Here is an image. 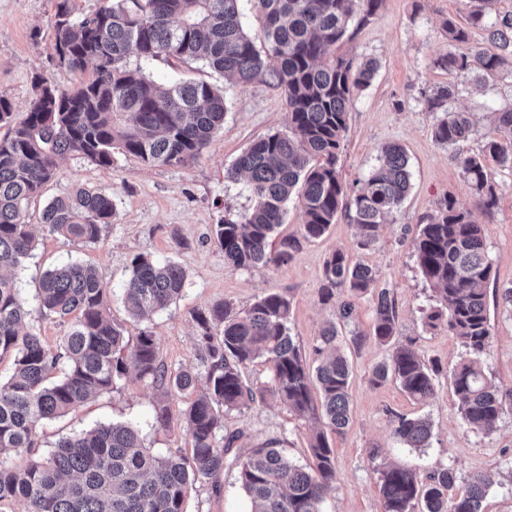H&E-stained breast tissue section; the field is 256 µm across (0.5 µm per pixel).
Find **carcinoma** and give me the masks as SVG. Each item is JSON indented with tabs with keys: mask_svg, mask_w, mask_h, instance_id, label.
<instances>
[{
	"mask_svg": "<svg viewBox=\"0 0 512 512\" xmlns=\"http://www.w3.org/2000/svg\"><path fill=\"white\" fill-rule=\"evenodd\" d=\"M240 2L105 0L94 12L76 17L71 0H59L52 22L56 61L81 74L90 67V75L70 90L34 78L36 97L16 123L10 101L0 96V124L8 125L0 138V358H13L11 377L0 383V458L32 453L42 421L66 415L130 375L169 392L204 386L182 412L191 453L158 456L131 426L99 424L59 437L42 459L10 467L0 461V505L22 501L26 512H185L196 483L210 480L213 492L220 493L218 476L227 461L238 469L251 512H321L325 491L336 483L328 434L350 423L352 376L348 359L337 351L336 321L315 340L319 363L313 366L290 334L286 295H264L244 311L216 304L195 315L204 371L172 373L158 360L152 332H140L128 347L122 326L110 317L108 289L91 267L73 262L41 279L40 309L66 324L54 349L38 327L25 325L16 283L4 274L30 256L28 201L55 177L66 154L78 153L103 167L112 166L116 149L149 166H185L200 157L224 122V93L207 82H159L142 66L154 60L197 62L238 84H269L285 98L289 132L254 141L227 170L232 181L246 179L253 197L247 212L228 216L215 228L216 242L233 268L277 265L291 257L300 240L285 238L275 251L272 237L295 196L304 211L303 239L322 237L345 209L359 245L377 242L381 225L410 190L408 158L399 144L383 146L381 163L348 194L338 162L349 109L378 64L372 58L355 64L335 51L349 24L356 18L367 21L383 0H247L261 25L259 44L242 24ZM477 2L466 26L446 23L459 48L438 57L434 66L479 84L504 64L512 65V15L489 8L495 0ZM469 26L485 31L488 45H468ZM462 92L448 83L425 94L428 110L442 114L433 138L454 152L489 211L497 202L494 170L512 171V109L494 110L495 126L481 153L463 155L460 145L473 125L469 113L451 108ZM114 216L110 195L79 187L50 201L40 224L51 234L97 243ZM413 248L440 303L427 313V324L446 323L465 349L453 373L462 420L473 431L491 434L503 400L481 361L491 336L486 292L492 273L483 227L447 197L427 223L418 225ZM185 280L177 263L137 256L123 288L124 307L134 317L162 310L179 297ZM378 280L376 267L352 262L341 251L325 262L322 302L338 291L369 295L373 322L367 333L352 332L357 345L367 339L388 344L397 333L394 301L389 289L377 287ZM260 356L270 364L271 377L256 386L244 379L243 369ZM438 371L435 363L398 344L373 368L371 381L381 385L394 378L409 397L426 401L436 391ZM268 395L309 423L308 464L300 466L267 445L233 455L237 436L218 437L224 415ZM393 435L407 448H427L432 423L426 417H399ZM374 471L382 512H482L489 488L484 475L460 481L448 467L422 476L382 461Z\"/></svg>",
	"mask_w": 512,
	"mask_h": 512,
	"instance_id": "1",
	"label": "carcinoma"
}]
</instances>
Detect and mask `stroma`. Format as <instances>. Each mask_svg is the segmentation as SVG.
Returning a JSON list of instances; mask_svg holds the SVG:
<instances>
[{
	"instance_id": "stroma-1",
	"label": "stroma",
	"mask_w": 512,
	"mask_h": 512,
	"mask_svg": "<svg viewBox=\"0 0 512 512\" xmlns=\"http://www.w3.org/2000/svg\"><path fill=\"white\" fill-rule=\"evenodd\" d=\"M57 2L0 0V95L9 99L15 119H23L31 107L34 77L62 90L77 83V74L59 67L52 57L51 20ZM474 4L475 0H383L368 21L351 23L337 55L376 59L379 70L350 108L339 159L341 175L349 185L363 179L378 166L381 147L398 143L409 157L411 189L399 211L382 227L374 246L359 248L354 224L341 213L323 237L302 242L288 262L277 266L233 268L216 246L214 230L225 216L239 214L252 204L245 183L228 180L226 171L252 142L287 132L288 111L282 93L261 82L239 85L227 81L198 64L153 62L149 73L154 79L185 78L223 88L224 123L201 156L184 167H149L119 152L109 167L91 164L75 153L60 161L55 178L27 209L35 248L16 270L15 280L29 312L28 322L40 327L48 346L57 345L64 328L57 318L41 311L36 298L38 281L48 269L79 261L91 265L105 283L110 315L122 325L126 339H136L144 330L153 332L158 358L168 371H201L196 345L198 311L224 302L245 310L272 292L290 299L291 334L308 351L334 317L333 306L319 300L324 264L334 251H344L379 270L380 284L390 290L396 306V343L412 345L425 360L437 362L440 372L435 377L434 396L421 403L411 399L399 382L372 384V370L385 360L388 346L369 341L356 348L340 341L353 370L352 419L344 433L329 437L337 480L324 496L322 512H381L378 478L369 458L373 450L386 461L423 475L445 467L461 478L488 475L492 484L483 512H512V306L501 298L503 289L512 286V172L496 170L498 202L492 211H485L452 151L434 141L435 116L427 111L422 97L423 89L436 85L463 87L455 106L473 115L474 133L463 146L467 155L480 153L493 128L492 109L512 108V72L488 76L477 88L463 75L432 66L433 59L451 48L444 21L464 23ZM79 186L111 195L116 206L112 223L96 244L48 234L39 223L48 201ZM447 197L483 225L493 263L487 286L491 340L483 362L503 399L504 411L497 431L490 435L466 430L454 402L451 373L463 353L462 345L447 326L431 328L424 323L430 290L418 268L412 238L417 226L426 223ZM138 255L174 261L187 274L182 294L143 319L130 316L122 303L131 261ZM194 398L191 392L170 394L128 377L116 389L65 416L43 421L33 455L47 456L61 435L112 421L137 429L154 454L190 452L192 438L181 412ZM160 402L167 403L172 412L166 428L154 422V408ZM396 415L429 417V447L406 448L397 443L392 433ZM224 431L238 434L239 452L274 441L295 462L308 461L307 427L273 398L226 416ZM220 482L223 490L218 495L209 482L198 483L185 503L186 512H250L235 469H225Z\"/></svg>"
}]
</instances>
